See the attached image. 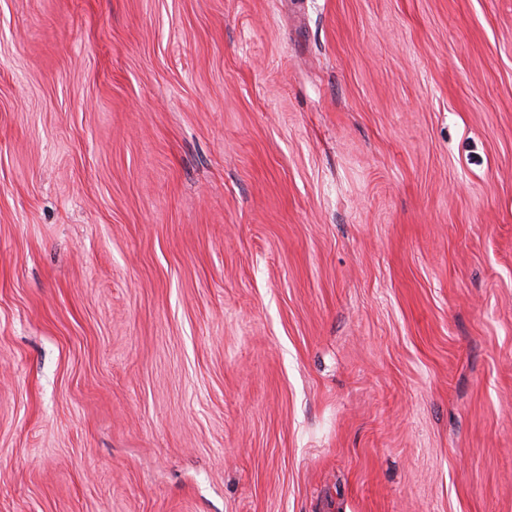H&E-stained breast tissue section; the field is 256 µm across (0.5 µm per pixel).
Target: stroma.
I'll use <instances>...</instances> for the list:
<instances>
[{"instance_id": "1", "label": "stroma", "mask_w": 512, "mask_h": 512, "mask_svg": "<svg viewBox=\"0 0 512 512\" xmlns=\"http://www.w3.org/2000/svg\"><path fill=\"white\" fill-rule=\"evenodd\" d=\"M0 512H512V0H0Z\"/></svg>"}]
</instances>
